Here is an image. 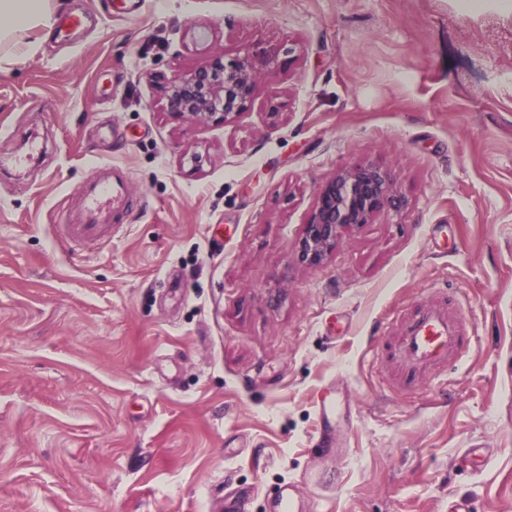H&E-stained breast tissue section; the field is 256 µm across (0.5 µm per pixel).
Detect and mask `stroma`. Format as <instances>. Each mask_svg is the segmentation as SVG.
<instances>
[{
  "instance_id": "35a3bbf8",
  "label": "stroma",
  "mask_w": 512,
  "mask_h": 512,
  "mask_svg": "<svg viewBox=\"0 0 512 512\" xmlns=\"http://www.w3.org/2000/svg\"><path fill=\"white\" fill-rule=\"evenodd\" d=\"M0 38V512H512V13L457 0H45ZM279 67L234 122L172 121L213 53ZM279 115H271L272 106ZM102 163L141 205L66 215ZM407 206L297 259L320 185ZM474 341L397 386L388 321L436 298ZM336 388L340 453L320 444ZM487 448L477 468L460 464ZM306 485V484H305Z\"/></svg>"
}]
</instances>
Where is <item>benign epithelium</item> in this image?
Returning a JSON list of instances; mask_svg holds the SVG:
<instances>
[{
  "mask_svg": "<svg viewBox=\"0 0 512 512\" xmlns=\"http://www.w3.org/2000/svg\"><path fill=\"white\" fill-rule=\"evenodd\" d=\"M276 57L247 52L228 59L214 54L202 66L176 73L167 82V114L174 120L203 125L226 124L247 107L257 82L270 78ZM405 198L394 186L391 174L375 165L340 172L320 186L314 211L299 242V258L319 264L344 233L366 224L381 209L400 211Z\"/></svg>",
  "mask_w": 512,
  "mask_h": 512,
  "instance_id": "7a95c632",
  "label": "benign epithelium"
}]
</instances>
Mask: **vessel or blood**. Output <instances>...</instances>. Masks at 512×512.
I'll return each mask as SVG.
<instances>
[{
  "instance_id": "obj_1",
  "label": "vessel or blood",
  "mask_w": 512,
  "mask_h": 512,
  "mask_svg": "<svg viewBox=\"0 0 512 512\" xmlns=\"http://www.w3.org/2000/svg\"><path fill=\"white\" fill-rule=\"evenodd\" d=\"M84 209L73 228L80 240L111 236L113 223L130 205V190L122 169L98 166L83 186ZM389 357L402 368L400 386L409 390L430 373L461 360L472 338L461 315L440 299L414 313L395 318Z\"/></svg>"
}]
</instances>
